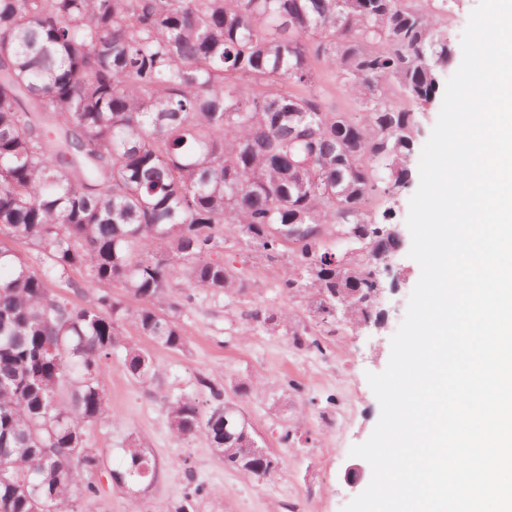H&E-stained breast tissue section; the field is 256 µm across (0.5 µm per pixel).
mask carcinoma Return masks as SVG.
I'll use <instances>...</instances> for the list:
<instances>
[{
	"label": "carcinoma",
	"instance_id": "carcinoma-1",
	"mask_svg": "<svg viewBox=\"0 0 512 512\" xmlns=\"http://www.w3.org/2000/svg\"><path fill=\"white\" fill-rule=\"evenodd\" d=\"M448 0H0V232L44 255L39 274L0 246V507L80 512L103 463L89 427L111 418L102 384L119 355L161 390L129 330L185 348L192 291L259 287L217 256L233 239L278 269L287 302L256 328L321 349L340 323L377 321L378 259L398 244L389 200L411 181L415 112L451 60ZM341 78L326 104L321 71ZM73 270L80 306L47 279ZM305 300L298 312L290 300ZM173 392L167 423L221 444L224 465L258 479L281 459L251 456L238 398L269 383L210 377ZM118 485L152 479L131 439Z\"/></svg>",
	"mask_w": 512,
	"mask_h": 512
}]
</instances>
